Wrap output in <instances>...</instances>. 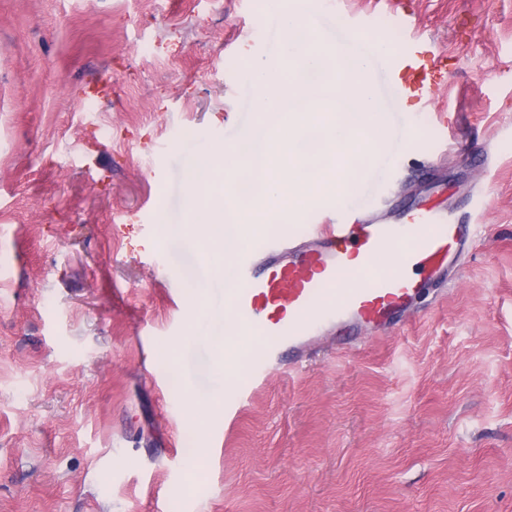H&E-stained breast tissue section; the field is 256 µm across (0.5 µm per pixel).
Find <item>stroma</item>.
<instances>
[{
  "label": "stroma",
  "instance_id": "obj_1",
  "mask_svg": "<svg viewBox=\"0 0 512 512\" xmlns=\"http://www.w3.org/2000/svg\"><path fill=\"white\" fill-rule=\"evenodd\" d=\"M397 10L448 61L427 108L384 106L359 213L445 207L476 243L405 326L321 337L228 428L203 339L180 381L223 404L197 422L171 385L192 295L220 312L224 282L164 228L189 171L257 124L247 69L283 56L269 0H0V512H512V0H312L303 27L397 48Z\"/></svg>",
  "mask_w": 512,
  "mask_h": 512
}]
</instances>
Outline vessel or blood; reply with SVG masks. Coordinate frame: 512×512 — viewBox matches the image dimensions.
I'll use <instances>...</instances> for the list:
<instances>
[{
    "label": "vessel or blood",
    "mask_w": 512,
    "mask_h": 512,
    "mask_svg": "<svg viewBox=\"0 0 512 512\" xmlns=\"http://www.w3.org/2000/svg\"><path fill=\"white\" fill-rule=\"evenodd\" d=\"M401 24L411 30L413 22L405 17ZM439 59L434 44L411 30L380 68L399 93L423 102ZM474 241L473 224L437 208L409 205L393 221L326 216L304 236L282 235L260 251H241L224 303L239 335L281 339L298 362L315 337L374 336L405 321L426 289L449 282ZM390 252L395 265L377 266ZM260 380L255 373L236 381L225 426Z\"/></svg>",
    "instance_id": "b4317fda"
}]
</instances>
